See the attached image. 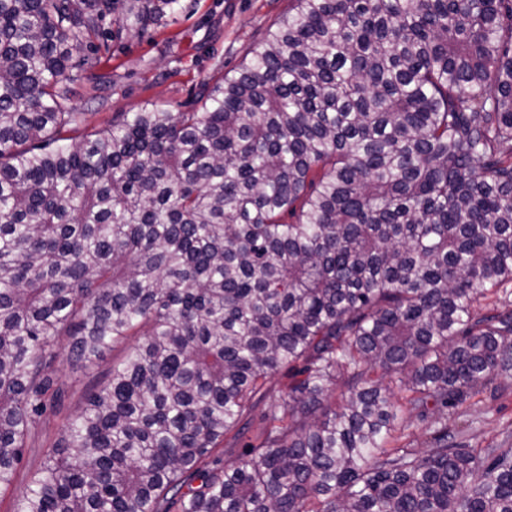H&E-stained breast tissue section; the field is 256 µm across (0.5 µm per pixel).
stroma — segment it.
Returning a JSON list of instances; mask_svg holds the SVG:
<instances>
[{
	"label": "stroma",
	"mask_w": 512,
	"mask_h": 512,
	"mask_svg": "<svg viewBox=\"0 0 512 512\" xmlns=\"http://www.w3.org/2000/svg\"><path fill=\"white\" fill-rule=\"evenodd\" d=\"M291 5V0H178L174 14L144 28L127 20L124 10H117L106 21L109 51L98 69L99 80L77 87L75 104L84 118L81 133L147 104L170 112L197 109L202 85L214 76L234 73L248 61L252 48ZM124 353V346H117L78 371L60 362L67 414L80 411L85 396L108 380ZM503 385L502 393L480 395L467 412L449 418L458 442L471 448H512V378ZM61 425V419H52L26 448L12 489L0 494V512H12Z\"/></svg>",
	"instance_id": "obj_1"
}]
</instances>
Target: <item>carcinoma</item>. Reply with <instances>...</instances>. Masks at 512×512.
Returning <instances> with one entry per match:
<instances>
[{"instance_id":"obj_1","label":"carcinoma","mask_w":512,"mask_h":512,"mask_svg":"<svg viewBox=\"0 0 512 512\" xmlns=\"http://www.w3.org/2000/svg\"><path fill=\"white\" fill-rule=\"evenodd\" d=\"M115 4L0 0V494L59 359L137 337L13 512H512V448L448 431L512 376V0H294L199 109L76 142ZM397 436H402L394 446L406 445L408 448L425 449L426 436L422 425L412 420L398 425Z\"/></svg>"}]
</instances>
